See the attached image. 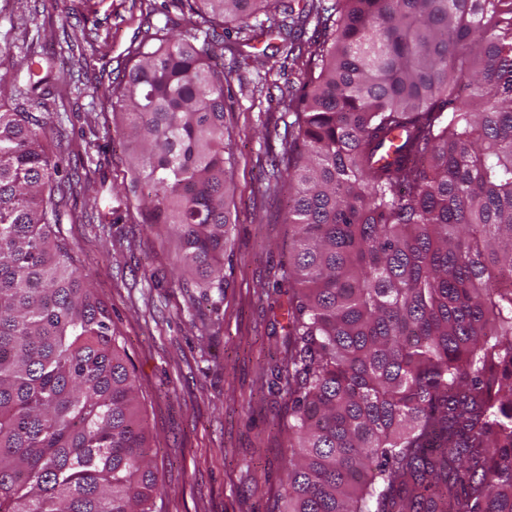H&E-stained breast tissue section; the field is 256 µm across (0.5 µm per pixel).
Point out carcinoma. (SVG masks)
Segmentation results:
<instances>
[{
    "label": "carcinoma",
    "instance_id": "cac0c4a2",
    "mask_svg": "<svg viewBox=\"0 0 512 512\" xmlns=\"http://www.w3.org/2000/svg\"><path fill=\"white\" fill-rule=\"evenodd\" d=\"M112 86L179 277L224 294L228 23L311 18L288 165L282 512H512V0H184ZM30 98L48 77L28 67ZM46 130L0 101V512H155L134 369L54 227Z\"/></svg>",
    "mask_w": 512,
    "mask_h": 512
}]
</instances>
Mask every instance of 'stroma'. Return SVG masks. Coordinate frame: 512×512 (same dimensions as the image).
Returning a JSON list of instances; mask_svg holds the SVG:
<instances>
[{"label":"stroma","instance_id":"1","mask_svg":"<svg viewBox=\"0 0 512 512\" xmlns=\"http://www.w3.org/2000/svg\"><path fill=\"white\" fill-rule=\"evenodd\" d=\"M179 0H0V99L32 112L65 185L58 232L108 307L135 369L161 512H275L282 506L288 404L271 393L285 314L272 282L288 261V189L269 171L283 155L289 93L305 58L243 47L225 53L224 121L237 163L224 296L211 309L180 280L178 245L145 220L129 190L133 143L112 115V84L148 24L180 36ZM52 79L27 101V63Z\"/></svg>","mask_w":512,"mask_h":512}]
</instances>
